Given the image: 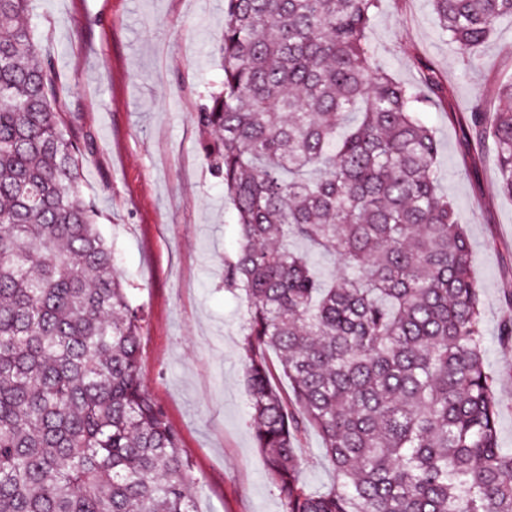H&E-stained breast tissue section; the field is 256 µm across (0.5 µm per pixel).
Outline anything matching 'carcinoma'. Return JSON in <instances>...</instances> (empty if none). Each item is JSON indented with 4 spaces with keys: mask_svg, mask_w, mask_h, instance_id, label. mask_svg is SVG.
Segmentation results:
<instances>
[{
    "mask_svg": "<svg viewBox=\"0 0 512 512\" xmlns=\"http://www.w3.org/2000/svg\"><path fill=\"white\" fill-rule=\"evenodd\" d=\"M381 2L224 0V80L194 121L239 226L224 285L247 304L250 428L283 512H512L472 248L419 118L448 80L417 54L418 84L375 66ZM429 3L467 64L512 17V0ZM28 7L0 0V512H197ZM464 125L512 196V111L479 95ZM294 239L343 273L322 280ZM309 425L338 477L323 493L299 477Z\"/></svg>",
    "mask_w": 512,
    "mask_h": 512,
    "instance_id": "carcinoma-1",
    "label": "carcinoma"
}]
</instances>
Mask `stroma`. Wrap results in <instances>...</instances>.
I'll return each instance as SVG.
<instances>
[{
    "instance_id": "stroma-1",
    "label": "stroma",
    "mask_w": 512,
    "mask_h": 512,
    "mask_svg": "<svg viewBox=\"0 0 512 512\" xmlns=\"http://www.w3.org/2000/svg\"><path fill=\"white\" fill-rule=\"evenodd\" d=\"M29 24L61 81L60 106L89 145L83 191L145 323L139 372L180 434L198 479V512H283L250 426L241 335L242 291L224 287L238 247L224 184L204 163L193 116L224 72L214 52L224 0H30ZM379 65L417 82L420 54L448 77L447 108L421 119L438 145L439 189L467 225L471 276L482 302L484 360L499 401L501 447L512 448V198L497 190L492 149L467 162L462 124L477 87L512 73V18H503L474 65H463L428 0H383L369 29ZM300 477L332 488L315 427L303 436Z\"/></svg>"
}]
</instances>
